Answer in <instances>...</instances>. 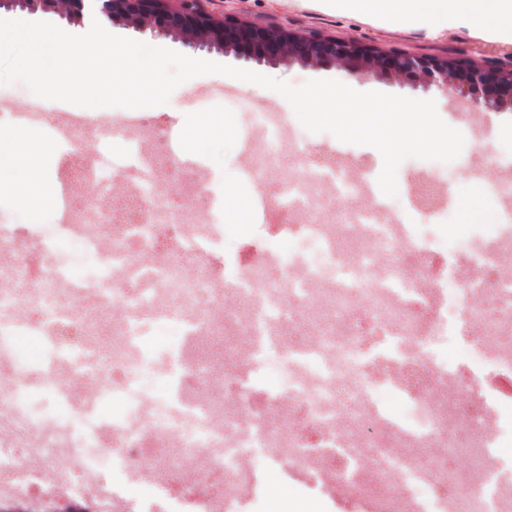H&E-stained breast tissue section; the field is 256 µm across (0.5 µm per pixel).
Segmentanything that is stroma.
Returning <instances> with one entry per match:
<instances>
[{"instance_id":"1","label":"stroma","mask_w":512,"mask_h":512,"mask_svg":"<svg viewBox=\"0 0 512 512\" xmlns=\"http://www.w3.org/2000/svg\"><path fill=\"white\" fill-rule=\"evenodd\" d=\"M206 7L214 13L225 12L250 21L258 26H282L294 31H318L343 39H354L375 45L388 52H404L431 57H448L459 60H508L512 58V32L484 34L474 30L467 22L460 21L442 30L422 25L392 26L370 18L338 11L324 4L323 0H207ZM251 71L287 81L300 86L312 79L348 80L351 88L361 91H378L415 99L424 98L423 90L395 79L375 76L346 77L334 68H313L296 65L290 68L251 64ZM440 117L452 127H465L467 136L476 137L484 152L479 161L483 179L498 177L500 166L496 156L512 152V111L491 113L487 121L466 123L469 111L466 101L456 94L436 95ZM255 112H272L278 115L284 129L283 144L292 146L300 140L313 141L326 148L342 149L350 168L378 179L383 159L380 152L368 145L340 143L329 133L313 134L307 131L289 112L287 100L277 92L261 89L248 93L242 81L223 75H204L193 78L172 93L167 104L141 109H97L99 124L106 130L96 136H81L71 144L73 150L95 158L103 152L119 151L118 139L108 132L110 126H122L130 120L142 125L159 121L160 135L174 146L185 163L210 182L216 200L191 196V205L185 211L188 221L207 224L212 213H219L222 223L240 224L244 230L233 238L244 260H252L254 252L245 230L252 224L250 202L253 196L266 194L268 183L249 180L241 170L244 162L253 158V150L244 149L241 132L248 128L250 116ZM22 140L35 145L33 168L37 178L54 182L58 166L59 147L46 126L20 124L15 128ZM421 177H434L440 183L450 184L463 198V205L452 212L453 223L488 224L499 209L498 201L483 191L481 181H474L467 169L466 156L443 163L409 158L398 168L399 195L390 199L393 219L405 218L408 212L405 193L409 184ZM53 201L29 203L0 188V221L14 224H46L54 212Z\"/></svg>"}]
</instances>
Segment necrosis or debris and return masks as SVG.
Segmentation results:
<instances>
[{
	"mask_svg": "<svg viewBox=\"0 0 512 512\" xmlns=\"http://www.w3.org/2000/svg\"><path fill=\"white\" fill-rule=\"evenodd\" d=\"M255 124L260 160L243 171L275 182L258 257L245 263L225 225L189 224L167 207L194 173L138 124L124 129L137 151L115 168L70 150L83 123L59 120L57 218L0 224V372L10 377L0 495L72 474V492L100 512H239L269 497L267 471L290 466L371 512H512V167L488 184L497 222L463 231L485 243L437 266L438 185L414 183L413 219L398 224L359 205L364 182L335 155L307 141L284 152L265 113ZM117 177L132 189V218L104 210L94 228L73 218L70 200L100 201ZM281 265L287 277L269 276ZM462 286L489 306L460 307ZM64 294L89 301L97 319ZM157 335L168 344L160 355L142 343ZM452 336L468 339L457 360L445 353ZM465 362L493 386L459 393ZM273 365L281 389L258 387ZM217 377L229 388L221 405L206 392ZM438 450L468 479L423 465ZM117 467L136 482L106 487ZM214 477L226 488L218 497Z\"/></svg>",
	"mask_w": 512,
	"mask_h": 512,
	"instance_id": "4bbe7bcc",
	"label": "necrosis or debris"
}]
</instances>
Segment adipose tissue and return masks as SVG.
I'll list each match as a JSON object with an SVG mask.
<instances>
[{
  "label": "adipose tissue",
  "instance_id": "obj_1",
  "mask_svg": "<svg viewBox=\"0 0 512 512\" xmlns=\"http://www.w3.org/2000/svg\"><path fill=\"white\" fill-rule=\"evenodd\" d=\"M335 9L401 25L422 24L435 29L458 19L468 20L476 29H512V0H324ZM33 147L14 141L11 133L0 131V170L12 178L8 188L19 199L49 197L48 187L31 174Z\"/></svg>",
  "mask_w": 512,
  "mask_h": 512
}]
</instances>
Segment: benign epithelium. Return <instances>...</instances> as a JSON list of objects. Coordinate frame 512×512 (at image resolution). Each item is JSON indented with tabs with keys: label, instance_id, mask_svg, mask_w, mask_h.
Listing matches in <instances>:
<instances>
[{
	"label": "benign epithelium",
	"instance_id": "obj_1",
	"mask_svg": "<svg viewBox=\"0 0 512 512\" xmlns=\"http://www.w3.org/2000/svg\"><path fill=\"white\" fill-rule=\"evenodd\" d=\"M202 0H0V18L17 11L54 14L70 23L102 17L154 38H170L192 50L241 55L257 63L290 68L330 66L350 74L407 80L426 91L457 90L475 113L512 110V61L459 62L447 58L383 52L351 39L259 28L203 9ZM0 512H92L85 500L0 498Z\"/></svg>",
	"mask_w": 512,
	"mask_h": 512
}]
</instances>
